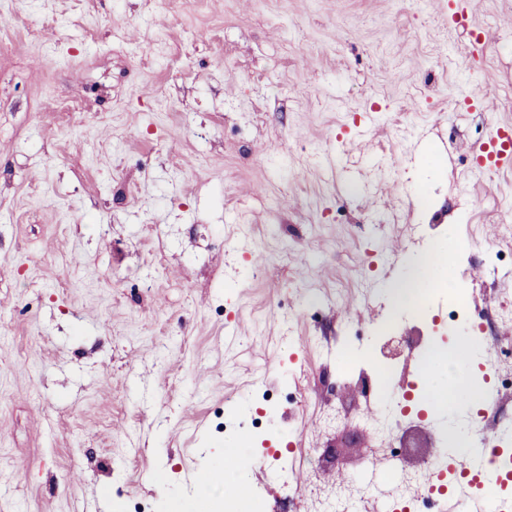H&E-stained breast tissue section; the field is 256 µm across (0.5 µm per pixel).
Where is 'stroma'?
Here are the masks:
<instances>
[{"label":"stroma","instance_id":"obj_1","mask_svg":"<svg viewBox=\"0 0 512 512\" xmlns=\"http://www.w3.org/2000/svg\"><path fill=\"white\" fill-rule=\"evenodd\" d=\"M496 123L512 0H0V512H173L229 444L279 452L252 512L287 508L273 470L344 492L368 434L325 429L308 341L406 350L380 293L449 227L448 284L512 301V170L469 156ZM307 372L286 433H225Z\"/></svg>","mask_w":512,"mask_h":512}]
</instances>
